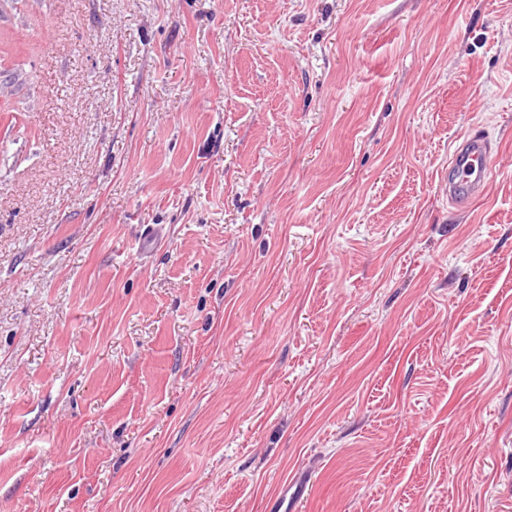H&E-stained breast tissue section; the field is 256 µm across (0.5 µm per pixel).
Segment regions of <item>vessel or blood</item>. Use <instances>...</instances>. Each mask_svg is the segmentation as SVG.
<instances>
[{
  "mask_svg": "<svg viewBox=\"0 0 512 512\" xmlns=\"http://www.w3.org/2000/svg\"><path fill=\"white\" fill-rule=\"evenodd\" d=\"M496 162L485 137L464 136L448 164V197L457 205L482 196L491 181Z\"/></svg>",
  "mask_w": 512,
  "mask_h": 512,
  "instance_id": "1",
  "label": "vessel or blood"
}]
</instances>
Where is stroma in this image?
Segmentation results:
<instances>
[{"instance_id": "35a3bbf8", "label": "stroma", "mask_w": 512, "mask_h": 512, "mask_svg": "<svg viewBox=\"0 0 512 512\" xmlns=\"http://www.w3.org/2000/svg\"><path fill=\"white\" fill-rule=\"evenodd\" d=\"M297 478L512 512V0H0V512ZM497 155L493 156L485 137L464 136L448 164V198L459 206L482 196L491 181Z\"/></svg>"}]
</instances>
